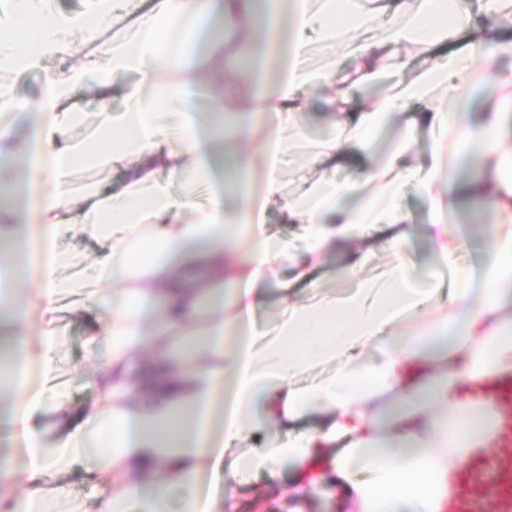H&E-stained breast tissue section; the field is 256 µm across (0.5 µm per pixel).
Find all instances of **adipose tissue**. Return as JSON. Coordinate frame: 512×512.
Returning <instances> with one entry per match:
<instances>
[{"mask_svg":"<svg viewBox=\"0 0 512 512\" xmlns=\"http://www.w3.org/2000/svg\"><path fill=\"white\" fill-rule=\"evenodd\" d=\"M20 2L35 46L0 48V73L40 69L51 55L85 60L46 72L33 113L13 84L0 85V112L28 116L24 138L0 127V166L24 165L0 250L13 256L10 272L32 268L38 280L0 338L10 438L0 512H236L238 491L260 476L289 478L291 512L321 498L339 512H455L466 463L512 466L496 452L491 392L512 377V145L502 136L512 0H152L145 11L140 0H87L78 17ZM121 15L132 19L126 32L102 39ZM73 29L81 42L67 40ZM388 75L384 94L353 104ZM88 83L104 103L121 90L124 106L100 112L93 137L70 147L88 115L65 103ZM201 83L214 92L192 103ZM314 104L330 115L322 137L305 124ZM175 110L187 119L174 133L161 116ZM392 123L393 143L361 179L325 176ZM424 128L430 154L418 166ZM228 156L230 207L218 186ZM470 162L480 175L460 177ZM80 166L121 168L124 181L89 189V207L70 221ZM189 179L206 203L196 189L174 192ZM410 189L429 203L431 250L449 263L444 298L404 256ZM458 198L498 218L478 274L453 262L464 245L448 233ZM272 205L280 223L306 225L302 254L269 228ZM77 228L109 245L89 281L60 274L86 261L57 246ZM374 229L391 255L378 268L358 244ZM346 246L351 289L290 301ZM271 290L284 303L258 320ZM72 294L98 316L81 371L99 396L76 411L48 387L61 353L53 315ZM258 437L265 446L253 447ZM77 467L92 475L96 509L67 480Z\"/></svg>","mask_w":512,"mask_h":512,"instance_id":"adipose-tissue-1","label":"adipose tissue"}]
</instances>
